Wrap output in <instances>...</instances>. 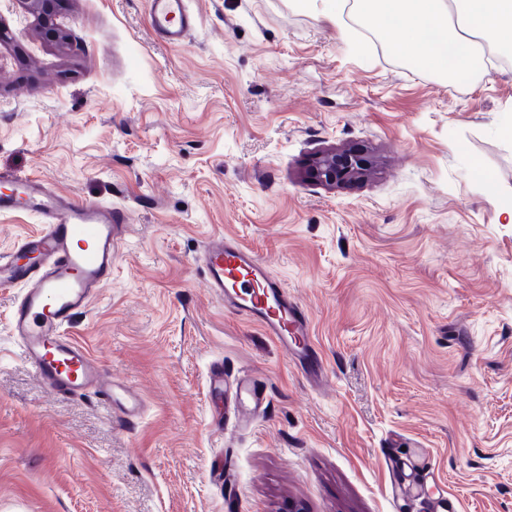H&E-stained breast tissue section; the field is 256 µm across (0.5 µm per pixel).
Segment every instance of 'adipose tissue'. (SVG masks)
<instances>
[{
	"label": "adipose tissue",
	"mask_w": 512,
	"mask_h": 512,
	"mask_svg": "<svg viewBox=\"0 0 512 512\" xmlns=\"http://www.w3.org/2000/svg\"><path fill=\"white\" fill-rule=\"evenodd\" d=\"M358 13L390 50L440 76L486 74L479 40L512 46V0H355Z\"/></svg>",
	"instance_id": "ef3b65f1"
}]
</instances>
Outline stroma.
<instances>
[{
  "instance_id": "35a3bbf8",
  "label": "stroma",
  "mask_w": 512,
  "mask_h": 512,
  "mask_svg": "<svg viewBox=\"0 0 512 512\" xmlns=\"http://www.w3.org/2000/svg\"><path fill=\"white\" fill-rule=\"evenodd\" d=\"M178 47L149 0H0V174L120 211L130 231L73 332L146 411L46 389L0 289V512H418L383 451L424 448L461 512H512V63L448 82L289 0H187ZM62 39L54 41L50 33ZM367 176L315 181V158ZM308 312L320 385L210 296L214 235ZM224 362V403L206 373ZM267 384L251 423L237 379ZM223 419V430L214 422ZM313 173L321 182L336 184L338 181L363 177L364 163L361 156L352 152L327 153L319 157Z\"/></svg>"
}]
</instances>
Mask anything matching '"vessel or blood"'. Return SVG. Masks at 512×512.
<instances>
[{"instance_id":"vessel-or-blood-1","label":"vessel or blood","mask_w":512,"mask_h":512,"mask_svg":"<svg viewBox=\"0 0 512 512\" xmlns=\"http://www.w3.org/2000/svg\"><path fill=\"white\" fill-rule=\"evenodd\" d=\"M150 19L154 30L173 46L182 44L194 24L185 0H150ZM18 212L36 214L43 223L42 230L0 255V288L22 289L10 317L22 356L54 395L94 393L114 421L134 427L144 410L141 396L131 386L115 382L87 346L69 333L112 280V263L127 230L122 214L101 203L62 195L34 175L16 176L0 194V214ZM197 261L211 294L274 337L311 379L323 378L308 315L259 258L220 234L209 240ZM206 388L210 400H223V361L210 365ZM237 392L250 412L266 408V389L253 379H244ZM385 461L392 494L402 500L421 499L425 484L440 480L428 463L413 459L400 464L390 455Z\"/></svg>"}]
</instances>
